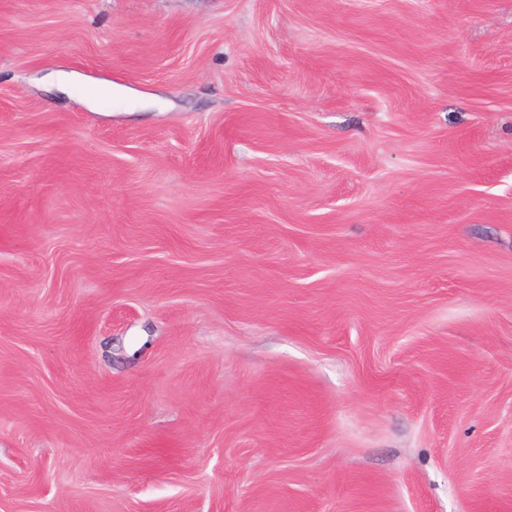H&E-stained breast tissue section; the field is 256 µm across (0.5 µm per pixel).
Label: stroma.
<instances>
[{"label":"stroma","instance_id":"1","mask_svg":"<svg viewBox=\"0 0 512 512\" xmlns=\"http://www.w3.org/2000/svg\"><path fill=\"white\" fill-rule=\"evenodd\" d=\"M0 512H512V0H0Z\"/></svg>","mask_w":512,"mask_h":512}]
</instances>
